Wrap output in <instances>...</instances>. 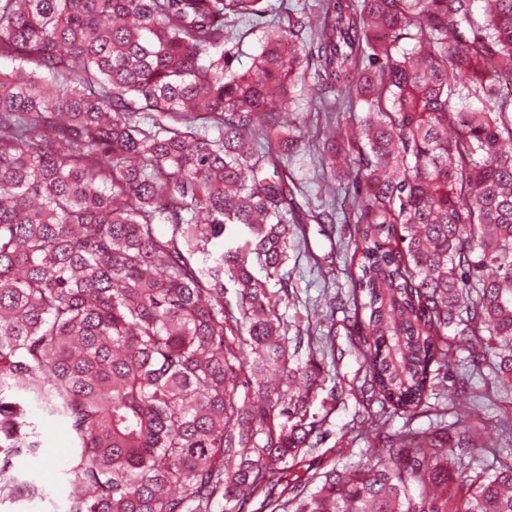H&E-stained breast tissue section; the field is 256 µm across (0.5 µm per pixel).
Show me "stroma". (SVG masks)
I'll return each mask as SVG.
<instances>
[{"mask_svg":"<svg viewBox=\"0 0 512 512\" xmlns=\"http://www.w3.org/2000/svg\"><path fill=\"white\" fill-rule=\"evenodd\" d=\"M321 94L318 90L305 88L298 100L297 117L306 125L311 147L289 161L297 185L302 193L300 202L325 208L333 204L332 195L326 194L324 184L333 181L336 189H344L343 179H332L329 171L324 170L321 162L323 130L317 125V113ZM355 217L349 210L337 209L336 222L331 236L319 233L317 224H310L306 242L291 239L288 269L289 297L283 300L279 312L289 330L311 326L319 333H333L335 348L327 352L322 365L326 377L325 388L315 396L310 412L325 421L326 428L334 438H345L343 446H334L332 440L319 445L317 451L304 457L303 462L311 471L324 472L333 466L362 465L369 458V444L363 439L366 422L375 416H383L384 434L395 435L408 430H423L436 419V409L455 403L462 409L471 407L472 390L491 394L490 385L481 378H467L466 365L463 362L452 364L448 372V391L434 401L433 410L402 414L393 410H381L379 403H372L364 410L363 421L353 419L356 403L354 393L359 389L366 366L363 362V345L366 333H353L355 311L351 301L353 277L357 273L351 264L353 232ZM343 382L350 397L346 403L331 401L329 389L335 382ZM502 406H484L481 414L488 420L483 447L474 449L473 461L469 468H450L448 471V488L461 494L471 476L478 472H494V447L503 440L504 434L497 424ZM72 452L71 435L64 423H57L50 439L49 451L37 462L27 464L26 469L41 483L48 497L43 502H4L0 503V512H64L65 482L60 467Z\"/></svg>","mask_w":512,"mask_h":512,"instance_id":"1","label":"stroma"}]
</instances>
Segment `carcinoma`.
<instances>
[{
  "mask_svg": "<svg viewBox=\"0 0 512 512\" xmlns=\"http://www.w3.org/2000/svg\"><path fill=\"white\" fill-rule=\"evenodd\" d=\"M320 3L245 69L227 23L271 0H0L1 501L47 496L15 459L63 422L67 512H512V464L443 496L472 411L455 452L430 429L301 470L328 345L278 307L309 81L349 162L370 397L414 414L465 352L512 404V0Z\"/></svg>",
  "mask_w": 512,
  "mask_h": 512,
  "instance_id": "obj_1",
  "label": "carcinoma"
}]
</instances>
